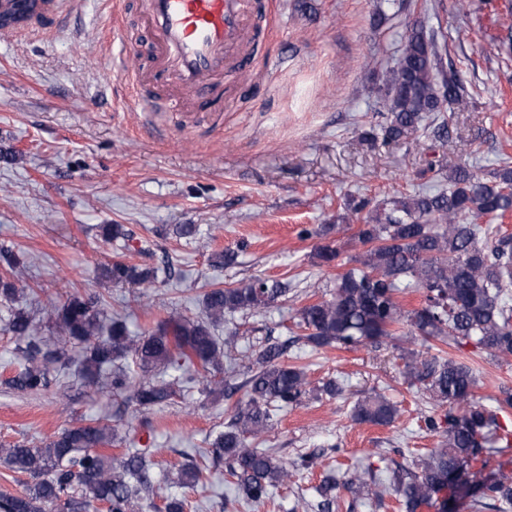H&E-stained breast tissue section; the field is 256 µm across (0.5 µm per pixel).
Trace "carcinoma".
I'll return each mask as SVG.
<instances>
[{
    "label": "carcinoma",
    "instance_id": "cac0c4a2",
    "mask_svg": "<svg viewBox=\"0 0 512 512\" xmlns=\"http://www.w3.org/2000/svg\"><path fill=\"white\" fill-rule=\"evenodd\" d=\"M446 49L437 34L416 23L409 26L398 62L384 79V142H397L423 123L434 138L447 137L445 112L462 101L467 89L458 71L439 69L440 53ZM347 208L363 221L352 237L364 247L355 257L359 266L336 277L329 297L299 310L302 340L313 349H349L392 336L420 337L425 350L409 353L404 376L409 386L434 401L422 421L427 432L442 435V440L414 467L395 469L385 481L371 471H356L343 486L379 502L393 496L401 512L424 507L448 512L449 502L463 498L471 499L476 510L492 504L499 512H512L511 460L475 485L465 477L485 449L499 443L512 447V430L502 423L512 411V390H501L491 405L482 403L475 396L474 367L448 352L472 343L494 358L512 356V235L475 223L512 212V167L493 170L488 180L461 166L448 174L446 191L416 190L375 204L352 197ZM101 232L112 241L131 236L122 224H104ZM338 257L339 250L330 243L316 247L322 265L330 266ZM106 277L118 286L153 288L158 270L117 260L106 269ZM287 292L281 281L262 278L213 288L203 295L207 317L164 320L143 336L129 335L119 317L104 320L91 298L72 296L53 306V312L64 343L78 353L85 378L96 383L105 378L101 388L114 394L131 392L145 411L167 405L176 394L160 372L228 371L214 324L240 312L268 309ZM412 292L420 293L421 301L407 309L400 296ZM4 331L14 337L21 358L10 382L24 391L46 390L61 352L33 336V319L25 311L11 314ZM283 354V346L269 345L253 355L242 382L245 399L212 443V454L224 460L235 498L252 507L269 501L272 490L288 483L295 471L316 464L313 455L290 465L267 448L252 447L273 427L277 411L301 403L307 394L305 368L284 363ZM129 357L141 371L135 384L123 365ZM397 413V405L381 393L355 405V418L363 423L388 426ZM125 442L127 437L118 436L116 429L91 420L74 424L39 447L0 446V461L10 470L37 478L23 494L0 497V512H91L97 504L106 512H141L145 507L185 512L186 500L163 490L172 484L189 489L203 485L205 470L192 461L172 478L155 471L147 449L107 452V447ZM316 491L320 501L307 508L334 512L336 480L326 477Z\"/></svg>",
    "mask_w": 512,
    "mask_h": 512
}]
</instances>
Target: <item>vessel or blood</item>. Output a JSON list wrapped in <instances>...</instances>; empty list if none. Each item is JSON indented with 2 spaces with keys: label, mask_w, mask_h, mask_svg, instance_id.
<instances>
[{
  "label": "vessel or blood",
  "mask_w": 512,
  "mask_h": 512,
  "mask_svg": "<svg viewBox=\"0 0 512 512\" xmlns=\"http://www.w3.org/2000/svg\"><path fill=\"white\" fill-rule=\"evenodd\" d=\"M251 0H142L141 23L151 43L148 60L125 73L136 99L154 84H171L165 97L169 111L185 104L211 106L224 100V74L245 64L246 49L258 39L247 24ZM74 0H0L1 29L13 35L30 28L54 29L73 9ZM112 42L132 52L127 34L126 4L116 0L112 11Z\"/></svg>",
  "instance_id": "1"
}]
</instances>
